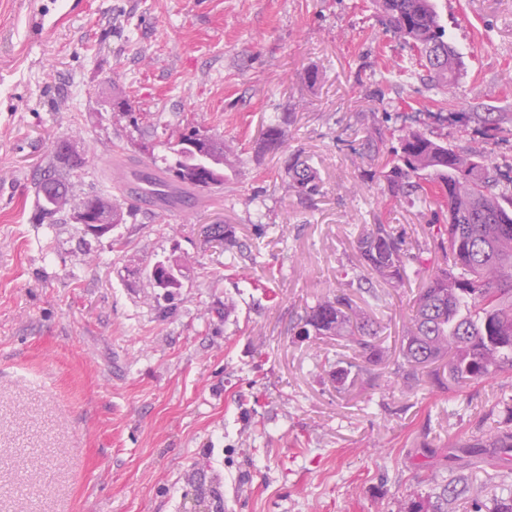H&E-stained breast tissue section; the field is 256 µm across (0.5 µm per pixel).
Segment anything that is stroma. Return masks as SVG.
<instances>
[{
  "mask_svg": "<svg viewBox=\"0 0 512 512\" xmlns=\"http://www.w3.org/2000/svg\"><path fill=\"white\" fill-rule=\"evenodd\" d=\"M434 2L464 57L452 89L403 78L409 50L373 0H84L36 47L31 0H0V512H190L199 496L209 512H407L446 483L448 512H491L512 493V461L475 445L505 419L512 373L444 392L398 369L438 261L430 207L381 206L361 156L369 131L392 145L413 126L512 178V0ZM121 94L171 131L223 138V190L179 217L136 205L98 238L39 223L33 183L58 139L91 159L73 199L115 194L116 148L139 136L110 110ZM285 112L283 148L259 150ZM294 155L319 176L304 199ZM378 223L425 248L404 287L361 264L357 235ZM211 224L233 227L234 268ZM174 255L190 272L166 299L148 272ZM341 293L380 322L381 363L299 335Z\"/></svg>",
  "mask_w": 512,
  "mask_h": 512,
  "instance_id": "1",
  "label": "stroma"
}]
</instances>
